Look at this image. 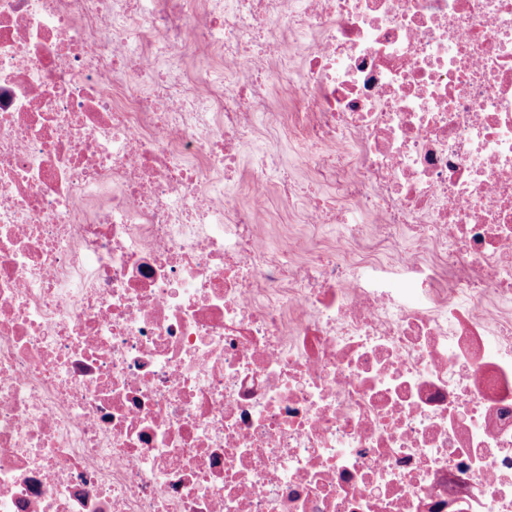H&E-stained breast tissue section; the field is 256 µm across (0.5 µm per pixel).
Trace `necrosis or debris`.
I'll return each instance as SVG.
<instances>
[{
  "label": "necrosis or debris",
  "mask_w": 512,
  "mask_h": 512,
  "mask_svg": "<svg viewBox=\"0 0 512 512\" xmlns=\"http://www.w3.org/2000/svg\"><path fill=\"white\" fill-rule=\"evenodd\" d=\"M0 512H512V0H0ZM273 93L284 104V120L278 128L270 127L267 123L260 124L257 131V143L272 146L279 157L281 167L288 171V174L296 181L304 184L308 183L317 197L321 199L336 197V186L334 184L314 181L311 179L309 172L297 167L295 156L300 149V143L288 130V113L295 112V107L288 98L287 89L275 87ZM251 167V151L249 148L241 150L233 178L224 182V190L238 202L244 203L247 199V183ZM261 221L268 226L269 242L272 246H282L292 237L301 256L310 253L318 238L329 242L336 233V225L314 230L304 224L301 207L292 210L285 207L281 203L276 185L269 188L267 209L261 215Z\"/></svg>",
  "instance_id": "1"
}]
</instances>
